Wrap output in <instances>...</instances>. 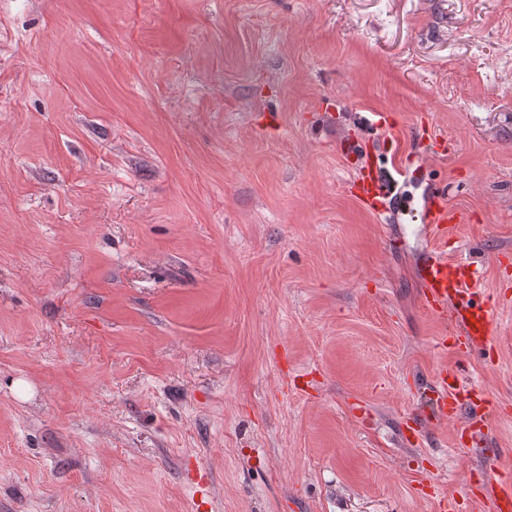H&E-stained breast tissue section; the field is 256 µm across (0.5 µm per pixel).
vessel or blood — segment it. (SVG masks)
I'll return each instance as SVG.
<instances>
[{"instance_id": "obj_1", "label": "vessel or blood", "mask_w": 512, "mask_h": 512, "mask_svg": "<svg viewBox=\"0 0 512 512\" xmlns=\"http://www.w3.org/2000/svg\"><path fill=\"white\" fill-rule=\"evenodd\" d=\"M399 157L381 164L379 153L364 151L362 163L350 181V189L359 202L373 213L383 215L394 208L390 185L386 179L388 165H399ZM421 221L426 226L429 253L415 268L421 288V301L427 313L441 317L453 329L456 339L468 353L485 355L492 350L496 326L494 311L475 296V272L469 262L448 258L444 248L448 230L459 223V214L451 209L439 191L425 198ZM465 390L460 370L442 373L437 384L428 389L423 404L417 408L413 423L457 419L458 405ZM484 404H472L470 415L458 421V433L471 444H481L484 436ZM485 512H512V489L502 482L485 478L482 489Z\"/></svg>"}]
</instances>
